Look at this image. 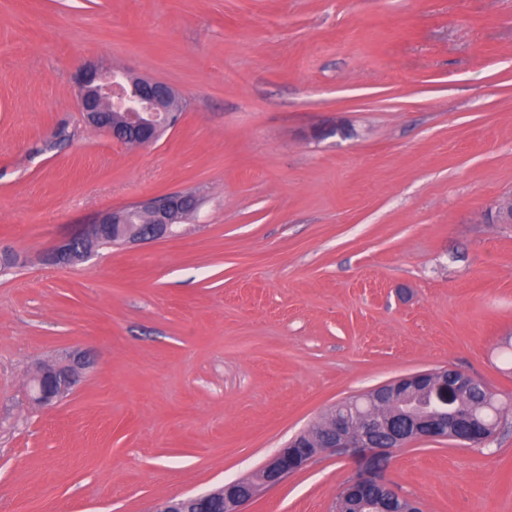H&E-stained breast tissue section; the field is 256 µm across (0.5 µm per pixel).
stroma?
<instances>
[{
    "label": "stroma",
    "mask_w": 512,
    "mask_h": 512,
    "mask_svg": "<svg viewBox=\"0 0 512 512\" xmlns=\"http://www.w3.org/2000/svg\"><path fill=\"white\" fill-rule=\"evenodd\" d=\"M175 88L156 144L85 125L89 63ZM343 125L347 136H320ZM195 192L188 232L36 261L74 225ZM512 0H0V512H151L257 473L400 376L496 393L484 446L395 449L422 512H512ZM92 365L50 407L35 365ZM327 452L244 512H336Z\"/></svg>",
    "instance_id": "1"
}]
</instances>
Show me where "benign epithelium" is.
Returning <instances> with one entry per match:
<instances>
[{"label":"benign epithelium","mask_w":512,"mask_h":512,"mask_svg":"<svg viewBox=\"0 0 512 512\" xmlns=\"http://www.w3.org/2000/svg\"><path fill=\"white\" fill-rule=\"evenodd\" d=\"M174 89L147 78L118 76L110 68L87 66L77 80V101L83 121L120 143L150 146L177 124L178 112L169 106ZM198 206L191 193H172L144 203L99 214L92 224H78L51 248L37 254L44 265H73L92 256L94 245L110 239L118 245L150 242L174 235L175 225ZM90 361L81 351L39 366L30 379L33 400L51 406L67 397L84 378ZM476 379L446 368L421 371L379 386L357 400L336 407L317 432L305 431L263 465L257 478L245 477L210 493L172 498L153 512H210L219 502L222 512H242V506L261 491L302 470L316 456L340 448L358 459L356 473L340 498L366 499L371 489H391L376 460L396 448L419 440L457 438L459 402ZM490 427L470 424L467 441L486 444Z\"/></svg>","instance_id":"7a95c632"}]
</instances>
